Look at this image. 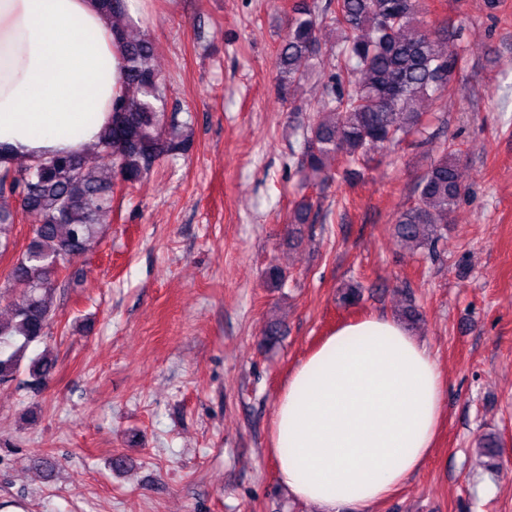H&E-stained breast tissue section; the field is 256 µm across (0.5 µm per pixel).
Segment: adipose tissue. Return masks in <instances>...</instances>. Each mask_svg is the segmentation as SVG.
<instances>
[{
  "label": "adipose tissue",
  "mask_w": 512,
  "mask_h": 512,
  "mask_svg": "<svg viewBox=\"0 0 512 512\" xmlns=\"http://www.w3.org/2000/svg\"><path fill=\"white\" fill-rule=\"evenodd\" d=\"M120 49L94 0H0V144L35 163L112 123ZM444 385L396 320L339 325L288 377L271 452L289 496L317 512H373L428 460Z\"/></svg>",
  "instance_id": "adipose-tissue-1"
}]
</instances>
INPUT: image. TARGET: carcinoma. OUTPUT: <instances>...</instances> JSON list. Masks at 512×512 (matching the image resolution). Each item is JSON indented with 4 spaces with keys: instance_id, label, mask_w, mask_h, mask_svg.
<instances>
[{
    "instance_id": "1",
    "label": "carcinoma",
    "mask_w": 512,
    "mask_h": 512,
    "mask_svg": "<svg viewBox=\"0 0 512 512\" xmlns=\"http://www.w3.org/2000/svg\"><path fill=\"white\" fill-rule=\"evenodd\" d=\"M112 20L120 48L122 82L113 103L112 125L93 146L106 160L87 163L86 153L57 155L36 164L0 149V251L8 249L19 214L36 217L33 236L11 266L10 316L0 320V384L14 380L27 348L47 336L55 315L56 276L79 259L112 215L115 190L146 179L163 159L192 150L189 123L166 111L167 86L154 64V45L131 15L128 0H96ZM420 0H335L320 12L313 0H293L275 51L277 87L291 109L300 106L289 88L319 75L324 58L332 66L319 79L322 107L303 134L301 167L313 184L333 179L330 162L364 166L373 155L420 132L421 103L450 91L459 53L446 46L443 29L420 19ZM336 33L328 42L325 29ZM457 149L442 144L416 184L415 201L395 220L399 243L411 250H435L447 231L448 213L462 192ZM313 205L303 198L291 223L305 224ZM56 367L45 351L30 361L27 384L41 389ZM478 448L493 461L501 439L487 432Z\"/></svg>"
}]
</instances>
